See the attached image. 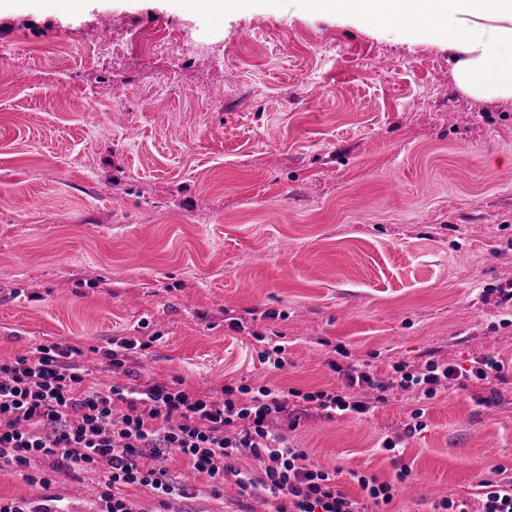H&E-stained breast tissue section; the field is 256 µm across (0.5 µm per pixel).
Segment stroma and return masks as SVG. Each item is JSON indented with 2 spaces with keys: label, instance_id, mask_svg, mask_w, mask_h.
Returning <instances> with one entry per match:
<instances>
[{
  "label": "stroma",
  "instance_id": "1",
  "mask_svg": "<svg viewBox=\"0 0 512 512\" xmlns=\"http://www.w3.org/2000/svg\"><path fill=\"white\" fill-rule=\"evenodd\" d=\"M178 25L211 53L131 50L138 29ZM428 40L257 0L222 21L177 0H88L70 15L0 16V360L79 345L104 386L182 379L221 391L267 383L336 389L344 347L385 381L367 415L296 407L290 445L337 471L395 478L392 512L443 499L480 512L492 468L512 476V99L459 90ZM239 318L240 328L230 326ZM280 337L284 369L255 334ZM149 342L114 370L121 338ZM492 354L504 377L458 379L430 401L392 366ZM426 427L407 433L417 408ZM398 439L399 461L379 447ZM191 485L176 512H255L233 483ZM50 489L0 470V496L51 494L96 512L97 474Z\"/></svg>",
  "mask_w": 512,
  "mask_h": 512
}]
</instances>
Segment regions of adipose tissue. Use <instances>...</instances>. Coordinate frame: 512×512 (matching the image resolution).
<instances>
[{
  "mask_svg": "<svg viewBox=\"0 0 512 512\" xmlns=\"http://www.w3.org/2000/svg\"><path fill=\"white\" fill-rule=\"evenodd\" d=\"M323 16L443 43L457 86L479 99L512 98V0H306Z\"/></svg>",
  "mask_w": 512,
  "mask_h": 512,
  "instance_id": "1",
  "label": "adipose tissue"
}]
</instances>
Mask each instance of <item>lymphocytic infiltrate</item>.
Here are the masks:
<instances>
[{
	"label": "lymphocytic infiltrate",
	"mask_w": 512,
	"mask_h": 512,
	"mask_svg": "<svg viewBox=\"0 0 512 512\" xmlns=\"http://www.w3.org/2000/svg\"><path fill=\"white\" fill-rule=\"evenodd\" d=\"M82 354L79 346L51 343L0 362V469L22 473L39 457L55 458L73 472L105 469L98 512H137L125 495L131 486L152 491L162 502L188 497L187 483L148 464L172 452L206 476L213 491L233 481L241 495L273 500V512H372L394 499V483L361 474L356 480L363 499L348 496L335 474L311 461L306 449L290 446L269 428L271 420L291 419L298 401L330 416L366 413L360 389L382 392L386 385L365 366L331 362L342 381L335 391L228 385L215 398L199 396L179 379L115 386L105 393L87 384ZM503 370V362L490 354L465 371L433 361L422 371L404 363L393 367L399 386L427 399L444 382L466 376L488 383ZM243 456L258 462V472L238 467Z\"/></svg>",
	"instance_id": "lymphocytic-infiltrate-1"
}]
</instances>
